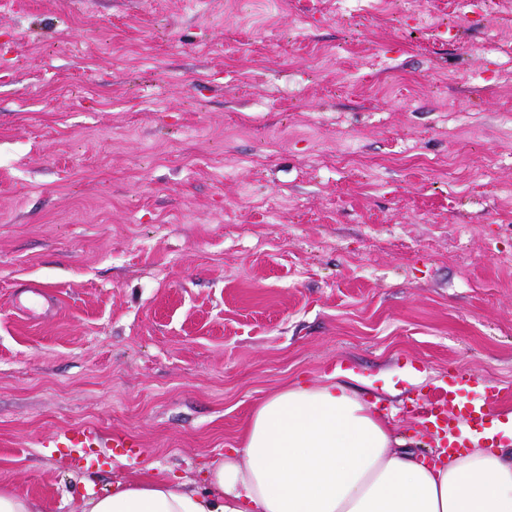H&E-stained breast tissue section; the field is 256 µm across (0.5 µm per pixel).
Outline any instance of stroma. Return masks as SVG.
Returning <instances> with one entry per match:
<instances>
[{"instance_id":"stroma-1","label":"stroma","mask_w":512,"mask_h":512,"mask_svg":"<svg viewBox=\"0 0 512 512\" xmlns=\"http://www.w3.org/2000/svg\"><path fill=\"white\" fill-rule=\"evenodd\" d=\"M455 368L512 389L500 0H0L1 488L201 489L339 379L426 453L410 400ZM77 426L142 463L75 465ZM56 440L57 443H65L66 448H72L78 454L74 458L77 465L89 460L90 448H111L129 461L137 460L140 452L123 432H113L103 438L96 430L83 426L63 430L56 436Z\"/></svg>"}]
</instances>
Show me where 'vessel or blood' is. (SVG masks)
Listing matches in <instances>:
<instances>
[{"label":"vessel or blood","mask_w":512,"mask_h":512,"mask_svg":"<svg viewBox=\"0 0 512 512\" xmlns=\"http://www.w3.org/2000/svg\"><path fill=\"white\" fill-rule=\"evenodd\" d=\"M478 390L479 398H470L471 390ZM435 399H425L415 403L413 411L419 425L443 448H507L512 446V439L497 436L485 438L480 436L481 426L489 408L503 400L502 389L489 384L476 375L456 369L448 374L438 387ZM58 441L72 448L77 462L89 460L94 448H110L119 452L128 460H137L139 450L130 442L125 433L114 432L101 436L89 427H74L60 432Z\"/></svg>","instance_id":"b4317fda"}]
</instances>
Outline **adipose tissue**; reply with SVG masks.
I'll list each match as a JSON object with an SVG mask.
<instances>
[{
  "label": "adipose tissue",
  "mask_w": 512,
  "mask_h": 512,
  "mask_svg": "<svg viewBox=\"0 0 512 512\" xmlns=\"http://www.w3.org/2000/svg\"><path fill=\"white\" fill-rule=\"evenodd\" d=\"M74 512H512V448L431 463L344 383L292 385L253 410L207 489L119 481Z\"/></svg>",
  "instance_id": "ef3b65f1"
}]
</instances>
